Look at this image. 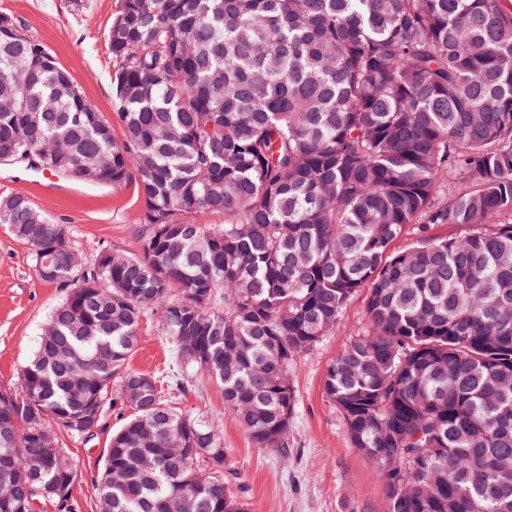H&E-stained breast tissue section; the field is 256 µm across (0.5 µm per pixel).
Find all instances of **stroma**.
<instances>
[{
  "label": "stroma",
  "mask_w": 512,
  "mask_h": 512,
  "mask_svg": "<svg viewBox=\"0 0 512 512\" xmlns=\"http://www.w3.org/2000/svg\"><path fill=\"white\" fill-rule=\"evenodd\" d=\"M120 0H85L74 10L70 0H0L24 33L46 46L88 101L113 127L121 122L112 93L114 64L105 34ZM28 197L52 220L66 225L82 259L101 250H140L134 224L140 208L133 187L85 185L67 175L0 165V194ZM61 289L40 281L31 250L0 227V387L17 384L32 356ZM366 326L365 296L346 306L336 330L301 353L289 376L296 395L288 445L263 448L224 407V391L206 375L187 392H171L169 401L203 420L221 421L224 477L247 512H388L377 466L351 444L341 411L323 391L327 366L352 335ZM175 347L156 320L144 321L127 361L130 370L157 375L173 361ZM122 417L109 415L107 428L94 436L68 438L65 448L79 479L72 492L73 512H98L95 478L102 468L112 430Z\"/></svg>",
  "instance_id": "stroma-1"
}]
</instances>
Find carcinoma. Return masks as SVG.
Masks as SVG:
<instances>
[{
	"label": "carcinoma",
	"mask_w": 512,
	"mask_h": 512,
	"mask_svg": "<svg viewBox=\"0 0 512 512\" xmlns=\"http://www.w3.org/2000/svg\"><path fill=\"white\" fill-rule=\"evenodd\" d=\"M107 44L118 136L0 28V156L68 176L110 158L95 184L142 202L140 253L81 267L65 225L0 195V224L65 289L0 389V512L42 489L71 512L77 470L42 433L127 408L97 480L110 512H244L220 424L127 368L142 320L175 345L173 389L206 370L255 443L283 447L291 364L362 290L367 326L323 389L389 512H512V0H120Z\"/></svg>",
	"instance_id": "carcinoma-1"
}]
</instances>
